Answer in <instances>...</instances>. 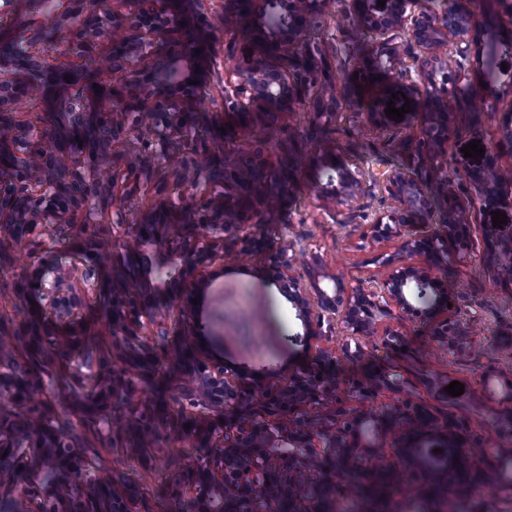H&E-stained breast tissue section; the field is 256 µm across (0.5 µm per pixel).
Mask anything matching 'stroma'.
I'll return each mask as SVG.
<instances>
[{"label":"stroma","instance_id":"35a3bbf8","mask_svg":"<svg viewBox=\"0 0 512 512\" xmlns=\"http://www.w3.org/2000/svg\"><path fill=\"white\" fill-rule=\"evenodd\" d=\"M466 2L485 19V43L497 45L512 39V25L503 22L512 11V0ZM67 5V0H0V41L21 32L49 30L54 24L55 7ZM176 9L184 22L185 37L204 41L210 56L206 92L199 110L211 126H220L224 47L232 39L224 31V0H210L203 19L186 10L181 2ZM497 60L494 68L487 67L482 57L468 64L472 84L481 85L496 108L457 114L448 142L451 178H459L465 169L477 164L476 159L464 156V145L476 140L481 148H489L497 141L502 122L512 118V55L502 52ZM283 124V129L264 136L261 146L290 185L282 201L280 220L266 229L265 251L243 261L223 262L210 287L198 295L197 307L207 325V347L226 364L238 367L247 379L261 382L274 370L305 368L319 353L336 357V405L358 412L366 405L350 394L351 385L379 371L400 374L402 386L394 391L381 390L378 401L424 405L435 416L452 418L471 451L487 447L496 434L491 415L507 410L503 398L512 386V283L500 277L495 268L467 259L448 269L449 279L462 285L461 306H477L485 314L484 325L455 355L440 350L425 326L392 319L367 336L366 342L375 348L383 334L391 330L399 336L397 346L387 355L374 352L359 362L339 360L345 341L339 332L313 338L306 346L292 343V336L303 334V325L271 278L270 259L286 242L298 251H318L327 272L350 285L385 275V268L375 264L373 258L379 253L396 254L399 241L394 237L374 240L366 217L389 206L386 192L368 184L361 197L350 204L321 196L316 187L323 178L321 157L310 148L316 142L325 149L340 147L353 157L381 159L385 169L401 168L410 163L403 142L420 134L419 112H406L400 121L388 120V130L382 134L341 116L330 124L316 121L312 108L301 106L288 113ZM32 259L29 248L8 239L0 241V328L22 326L31 314V303L20 294L19 281L24 266ZM94 280L100 290L84 310L87 328L81 351L96 359L112 352L106 293L112 273L96 271ZM139 343L146 353L159 357L135 380L130 404L144 409L161 397L162 381L172 367L161 359L164 340L155 328L142 329ZM68 367L65 357L58 356L41 372L43 399L52 406L56 420L70 423L80 444L91 448L96 472L111 477L114 487L138 484L140 494L134 512H179L191 493L177 472L196 462L197 450L171 447L163 439L157 447L137 449L128 433L99 434L95 424L75 409L79 389L70 380ZM453 381L464 386L460 396L447 392ZM485 470L492 483L486 495L467 500L466 512H512V460L487 462Z\"/></svg>","mask_w":512,"mask_h":512}]
</instances>
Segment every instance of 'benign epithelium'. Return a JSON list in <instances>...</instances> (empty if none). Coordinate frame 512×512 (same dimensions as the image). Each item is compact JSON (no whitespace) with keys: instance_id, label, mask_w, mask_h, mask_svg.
Returning a JSON list of instances; mask_svg holds the SVG:
<instances>
[{"instance_id":"obj_1","label":"benign epithelium","mask_w":512,"mask_h":512,"mask_svg":"<svg viewBox=\"0 0 512 512\" xmlns=\"http://www.w3.org/2000/svg\"><path fill=\"white\" fill-rule=\"evenodd\" d=\"M120 2L128 12H105L100 0H72L56 18L58 38L15 35L12 52L0 56V233L32 252L52 254L23 268L43 318L39 354H60L83 333V310L97 291L90 267L108 266L120 246L138 261L136 272H124L110 293L112 347L125 367L105 369L90 358L76 362L71 376L85 389L77 411L108 434L122 421L146 436L158 423L177 420L170 444L203 450L196 464L181 470L193 493L191 512H318L313 504L333 496V488L315 480L317 473L348 479L356 496L362 479L399 485V473L408 470L432 479L449 466L481 474V461L465 448L457 426L418 404L381 403L359 413L340 409L331 417L314 413L337 385L324 370L332 361L325 354L316 358L318 371L286 373L272 388L245 397L236 374L198 349L204 325L197 314L174 300L156 303L177 281L193 290L207 288L218 254L248 258L266 246L265 228L278 212V199L249 172L270 162L257 151L226 160L214 142L232 135L252 140L259 131L276 130L306 101L315 103L317 119L332 122L339 105L356 98L359 85L379 78L415 99L423 117L418 140L406 142L416 168L385 175L394 205L374 212L370 225L375 239H400L397 256L376 257L387 269L381 279L347 287L334 278L324 288L292 274L296 251L286 244L272 257L275 284L303 322L305 340L338 328L345 333L340 358L347 361L363 359L368 348L360 338L394 315L439 320L432 341L454 354L482 321L479 312L457 304L459 284L447 277L449 266L474 254L473 230L481 233L486 259L512 281V231L471 221L478 205L512 206V172L497 149H488L481 166L464 171L470 188L465 198L456 195L446 172L450 113L494 109L471 86L466 68L480 51L481 20L451 0H385L383 7L378 0H246L242 9L227 0L224 28L240 39L229 46L233 65L224 69L226 132L215 133L199 124L197 112L208 59L199 42L182 37L180 19L167 8L170 0ZM331 11L351 21L366 46L348 76L350 92L340 97L329 93L326 60L311 48L313 20ZM102 36L112 48L98 56ZM57 47L81 59L98 56L118 75L116 85L89 98L86 86H94L98 70L67 81L69 71L46 62ZM52 91L60 138L44 131L41 120L19 119L12 110L22 94L44 101ZM143 130L151 135L155 156L182 168V191L156 187L150 207L137 210L138 232L131 240L127 213L134 210L145 162L127 156L120 163L112 147ZM324 170L321 194L349 203L366 177L376 180L367 160L334 149L324 152ZM435 189L448 197L436 224ZM61 224L71 233L69 244L58 247L49 229ZM414 255H427L434 265L402 261ZM163 321L169 362L180 370L177 379L164 382L169 402L163 411L121 414L112 400L125 398L132 370L142 361H130L126 350L138 341V330ZM399 385L400 375L388 373L353 386L351 393L365 401ZM43 388L38 378L19 382L14 372L0 373V391L17 396L13 416L23 421L17 431L0 418V449L12 458L10 474L0 476V495L14 503L15 512H133L129 490L112 489L73 438L57 430L51 411L25 396ZM182 398L224 422L171 407ZM390 434L398 462L385 450L383 438ZM432 447L448 450L444 464L429 459L426 449Z\"/></svg>"}]
</instances>
